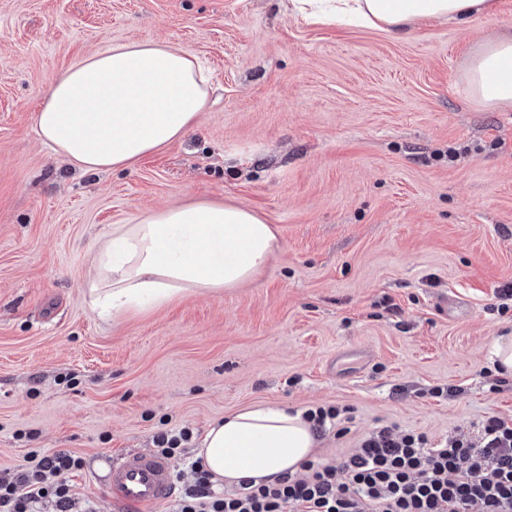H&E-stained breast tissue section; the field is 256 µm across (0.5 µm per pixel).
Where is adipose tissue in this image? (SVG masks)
<instances>
[{"label": "adipose tissue", "instance_id": "adipose-tissue-1", "mask_svg": "<svg viewBox=\"0 0 512 512\" xmlns=\"http://www.w3.org/2000/svg\"><path fill=\"white\" fill-rule=\"evenodd\" d=\"M318 23L346 22L398 35L427 20L467 24L495 17V0H293ZM472 97L512 106V34L473 50L465 75ZM208 79L190 51L164 41L115 43L80 58L50 83L35 115L40 140L88 174L128 167L181 140L208 101ZM278 246L254 210L196 200L113 225L97 246L88 294L105 316L159 308L198 292L218 294L254 278ZM318 438L303 410L259 402L225 414L196 455L215 488L275 482L314 458Z\"/></svg>", "mask_w": 512, "mask_h": 512}]
</instances>
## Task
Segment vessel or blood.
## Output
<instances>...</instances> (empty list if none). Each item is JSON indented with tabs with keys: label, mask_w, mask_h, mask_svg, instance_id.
I'll return each mask as SVG.
<instances>
[{
	"label": "vessel or blood",
	"mask_w": 512,
	"mask_h": 512,
	"mask_svg": "<svg viewBox=\"0 0 512 512\" xmlns=\"http://www.w3.org/2000/svg\"><path fill=\"white\" fill-rule=\"evenodd\" d=\"M117 512H151L174 486L168 460L148 451H128L111 457L104 481Z\"/></svg>",
	"instance_id": "obj_1"
}]
</instances>
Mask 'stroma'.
<instances>
[{"mask_svg":"<svg viewBox=\"0 0 512 512\" xmlns=\"http://www.w3.org/2000/svg\"><path fill=\"white\" fill-rule=\"evenodd\" d=\"M497 20L391 35L327 26L290 0H0V474L66 450L77 507L113 512L88 466L201 439L254 402L349 408L316 456L392 427L432 443L512 419L493 337L512 333V107L468 90ZM161 39L206 64L197 126L130 168L86 175L34 118L82 55ZM195 199L277 229L256 276L117 318L91 304L90 256L113 225Z\"/></svg>","mask_w":512,"mask_h":512,"instance_id":"obj_1","label":"stroma"}]
</instances>
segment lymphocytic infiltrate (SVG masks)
<instances>
[{
	"label": "lymphocytic infiltrate",
	"instance_id": "lymphocytic-infiltrate-1",
	"mask_svg": "<svg viewBox=\"0 0 512 512\" xmlns=\"http://www.w3.org/2000/svg\"><path fill=\"white\" fill-rule=\"evenodd\" d=\"M81 465L69 452L32 451L16 476H0V512H35L46 501L67 512L64 476ZM190 468L194 482L175 512H512V421L492 415L477 439L452 436L435 446L385 427L340 461L306 463L307 477L247 483L230 496L215 491L199 462Z\"/></svg>",
	"mask_w": 512,
	"mask_h": 512
}]
</instances>
